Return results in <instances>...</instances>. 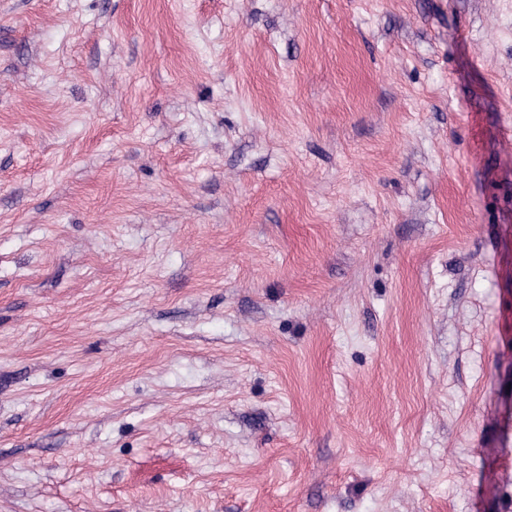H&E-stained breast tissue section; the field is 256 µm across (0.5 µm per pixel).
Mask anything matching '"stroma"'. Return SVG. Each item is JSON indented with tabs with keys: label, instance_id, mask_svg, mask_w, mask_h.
Listing matches in <instances>:
<instances>
[{
	"label": "stroma",
	"instance_id": "1",
	"mask_svg": "<svg viewBox=\"0 0 512 512\" xmlns=\"http://www.w3.org/2000/svg\"><path fill=\"white\" fill-rule=\"evenodd\" d=\"M0 512H512V0H0Z\"/></svg>",
	"mask_w": 512,
	"mask_h": 512
}]
</instances>
